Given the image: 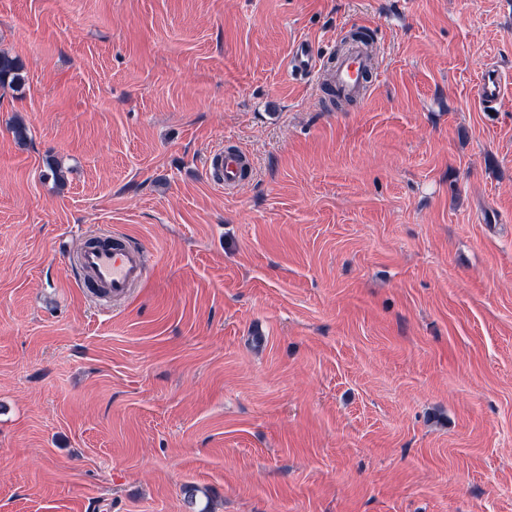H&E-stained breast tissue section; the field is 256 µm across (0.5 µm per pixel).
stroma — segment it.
I'll list each match as a JSON object with an SVG mask.
<instances>
[{
  "label": "stroma",
  "instance_id": "stroma-1",
  "mask_svg": "<svg viewBox=\"0 0 512 512\" xmlns=\"http://www.w3.org/2000/svg\"><path fill=\"white\" fill-rule=\"evenodd\" d=\"M355 30L336 108L288 54ZM0 53V512H512V0H0ZM288 67L300 77H311L318 86L334 89L343 99L359 101L368 92L366 75L374 70V63L361 42L352 43L331 66L312 52L308 40H301L291 53ZM511 77L495 66L485 68L477 88L481 107L494 108L511 87ZM247 164L245 155L224 148L222 143L206 159L207 179L213 187L226 190L242 179ZM145 253L121 233H102L87 239L77 257L78 285L95 288L99 299L124 301L149 279Z\"/></svg>",
  "mask_w": 512,
  "mask_h": 512
}]
</instances>
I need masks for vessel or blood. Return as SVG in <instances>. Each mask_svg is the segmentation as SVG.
<instances>
[{"mask_svg":"<svg viewBox=\"0 0 512 512\" xmlns=\"http://www.w3.org/2000/svg\"><path fill=\"white\" fill-rule=\"evenodd\" d=\"M288 67L291 72L311 77L317 85L335 90L343 99L359 101L368 92L366 76L374 63L359 42L352 43L331 65L312 52L309 41L302 40L295 45ZM510 90L511 75L494 66L486 68L477 88L478 102L484 108L494 107ZM247 164L242 153L216 146L206 159L207 179L217 189H228L241 180ZM77 265L82 287L95 289L97 298L103 300H126L149 279L144 249L119 233H102L86 242Z\"/></svg>","mask_w":512,"mask_h":512,"instance_id":"b4317fda","label":"vessel or blood"}]
</instances>
